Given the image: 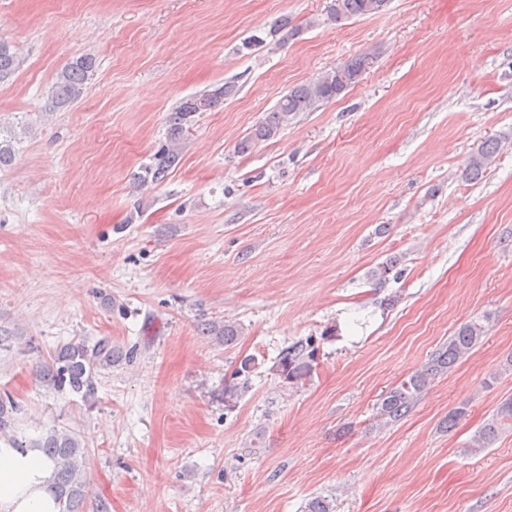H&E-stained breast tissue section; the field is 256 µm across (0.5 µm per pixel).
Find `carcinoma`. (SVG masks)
<instances>
[{"label": "carcinoma", "mask_w": 512, "mask_h": 512, "mask_svg": "<svg viewBox=\"0 0 512 512\" xmlns=\"http://www.w3.org/2000/svg\"><path fill=\"white\" fill-rule=\"evenodd\" d=\"M387 0H333L330 6V20L341 23L354 17L377 13L385 8ZM302 29L288 28V20H277L269 35L281 36L285 41L298 36ZM366 59L355 57L348 62L322 73L317 78L297 85L284 95L265 119L253 127L240 141L238 150L249 151L260 141L277 136L293 116L299 112H310L318 104L329 102L359 82ZM96 60L84 55L70 62L56 75L51 90L52 102L65 105L78 100L84 93L85 85ZM19 68V60L8 43L0 40V85L12 81ZM234 92V86L224 84L207 89L183 100L168 115L167 143L163 145L135 174V184L141 188L164 179L168 171L180 158V146L187 139L194 117L224 103ZM499 143L495 139L485 140L472 154L465 177L478 180L495 162ZM396 268V261H387L370 272L371 285L381 288L389 280V274ZM487 328L479 321L461 325L454 336L448 339L441 350L421 369L408 375L391 387L382 397L376 412L379 426L386 427L406 417L422 399L435 377L445 373L456 362L466 356L485 336ZM204 336H213L229 346L243 334V328L230 322H208L202 325ZM317 347L314 339L300 340L286 347L273 366L283 382L295 385L312 371ZM120 358V351L112 347L108 339H99L93 345L70 344L53 354L51 361L39 371L44 386L61 390L65 387L81 394L85 400L97 392L95 371L112 365ZM257 360L253 356L241 359L233 374L232 381L224 384V407L231 410L248 389L250 374L255 370ZM19 405L9 396L0 395V433L11 428L13 414ZM512 432V398L501 402L477 431L471 441V451L480 452L491 445L502 434ZM42 454L54 463L52 489L58 501L60 512H83L86 498L85 482L81 476L84 451L77 437L55 428L48 430L37 444Z\"/></svg>", "instance_id": "cac0c4a2"}]
</instances>
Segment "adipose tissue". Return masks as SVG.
I'll return each mask as SVG.
<instances>
[{
    "label": "adipose tissue",
    "mask_w": 512,
    "mask_h": 512,
    "mask_svg": "<svg viewBox=\"0 0 512 512\" xmlns=\"http://www.w3.org/2000/svg\"><path fill=\"white\" fill-rule=\"evenodd\" d=\"M53 465L37 450L0 440V512H59L50 490Z\"/></svg>",
    "instance_id": "ef3b65f1"
}]
</instances>
